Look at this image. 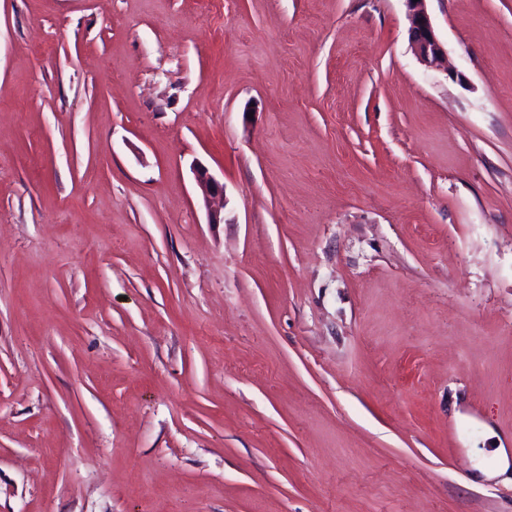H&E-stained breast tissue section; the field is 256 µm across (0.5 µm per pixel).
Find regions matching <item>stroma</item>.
Segmentation results:
<instances>
[{
    "label": "stroma",
    "mask_w": 512,
    "mask_h": 512,
    "mask_svg": "<svg viewBox=\"0 0 512 512\" xmlns=\"http://www.w3.org/2000/svg\"><path fill=\"white\" fill-rule=\"evenodd\" d=\"M427 8L0 0V512H512V0ZM404 1L408 10L409 39L414 55L425 67L440 68L447 54L434 32L426 7L427 0ZM193 174L195 182L201 191L202 200L207 211L208 223H223L224 183L210 174L207 168L200 165L193 168Z\"/></svg>",
    "instance_id": "obj_1"
}]
</instances>
